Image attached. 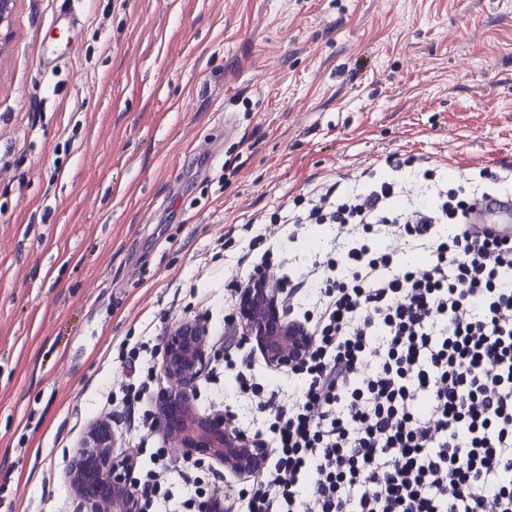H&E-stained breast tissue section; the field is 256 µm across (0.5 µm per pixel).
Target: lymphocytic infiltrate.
Returning <instances> with one entry per match:
<instances>
[{"instance_id": "f902f5d3", "label": "lymphocytic infiltrate", "mask_w": 512, "mask_h": 512, "mask_svg": "<svg viewBox=\"0 0 512 512\" xmlns=\"http://www.w3.org/2000/svg\"><path fill=\"white\" fill-rule=\"evenodd\" d=\"M457 190L401 206L397 185L332 184L286 224L335 235L284 295L319 291L302 325L313 344L289 371L294 401L224 368L270 416V456L240 490L245 512H512V237L467 225ZM427 252L398 266L386 240ZM197 464L139 480L146 512H192Z\"/></svg>"}]
</instances>
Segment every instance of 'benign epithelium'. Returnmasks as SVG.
Masks as SVG:
<instances>
[{
	"label": "benign epithelium",
	"instance_id": "benign-epithelium-1",
	"mask_svg": "<svg viewBox=\"0 0 512 512\" xmlns=\"http://www.w3.org/2000/svg\"><path fill=\"white\" fill-rule=\"evenodd\" d=\"M18 0H0V47L13 36L12 17ZM279 281L259 271L242 294L238 326L242 336L269 365L288 370L307 355L311 336L288 319L280 300ZM221 352L200 318H183L170 328L163 344L161 373L167 389L155 399L154 431L176 457H197L223 464L238 476H252L266 465L268 449L236 429L221 410L200 414L194 405L195 390L207 367ZM112 427L97 422L76 449L65 477L78 499L77 512H141L132 487L137 463L130 449L115 452ZM226 499L217 485L200 501L199 512H215Z\"/></svg>",
	"mask_w": 512,
	"mask_h": 512
}]
</instances>
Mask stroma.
I'll use <instances>...</instances> for the list:
<instances>
[{
    "instance_id": "1",
    "label": "stroma",
    "mask_w": 512,
    "mask_h": 512,
    "mask_svg": "<svg viewBox=\"0 0 512 512\" xmlns=\"http://www.w3.org/2000/svg\"><path fill=\"white\" fill-rule=\"evenodd\" d=\"M0 47V512H75L64 478L121 346L166 385L171 326L225 330L252 223L274 267H310L332 232L274 224L294 199L413 168L512 191V0H19ZM263 418L232 377L195 408Z\"/></svg>"
}]
</instances>
